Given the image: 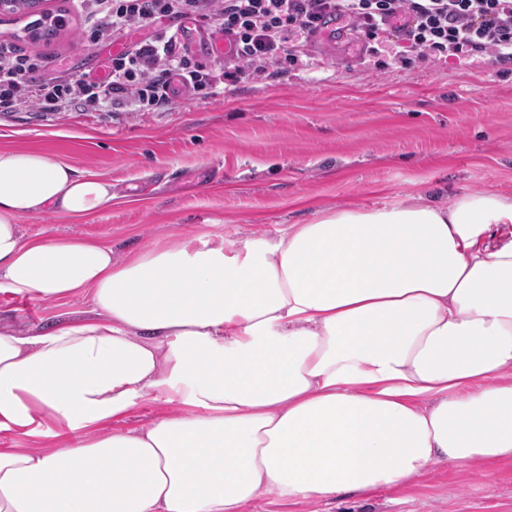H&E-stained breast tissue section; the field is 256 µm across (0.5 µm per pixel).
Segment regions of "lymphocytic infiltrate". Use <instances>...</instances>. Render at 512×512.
Returning <instances> with one entry per match:
<instances>
[{"instance_id": "1", "label": "lymphocytic infiltrate", "mask_w": 512, "mask_h": 512, "mask_svg": "<svg viewBox=\"0 0 512 512\" xmlns=\"http://www.w3.org/2000/svg\"><path fill=\"white\" fill-rule=\"evenodd\" d=\"M79 8L91 44L115 42L134 26L153 33L113 54L99 80L44 77L42 57L0 43V112L22 103L37 112H166L174 78L213 97L224 83L287 72L332 19L351 25L370 55L385 41L427 59L489 56L512 63V0H79ZM211 15L236 54L205 68L182 48L172 25Z\"/></svg>"}]
</instances>
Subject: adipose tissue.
<instances>
[{
    "label": "adipose tissue",
    "mask_w": 512,
    "mask_h": 512,
    "mask_svg": "<svg viewBox=\"0 0 512 512\" xmlns=\"http://www.w3.org/2000/svg\"><path fill=\"white\" fill-rule=\"evenodd\" d=\"M111 181L0 150V292L89 296L95 320L0 330V512H243L512 460V198L322 211L275 235L194 236L122 260L24 237L109 209ZM189 408L127 430L151 397Z\"/></svg>",
    "instance_id": "ef3b65f1"
}]
</instances>
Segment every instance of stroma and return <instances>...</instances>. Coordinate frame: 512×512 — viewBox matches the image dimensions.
Listing matches in <instances>:
<instances>
[{"label": "stroma", "mask_w": 512, "mask_h": 512, "mask_svg": "<svg viewBox=\"0 0 512 512\" xmlns=\"http://www.w3.org/2000/svg\"><path fill=\"white\" fill-rule=\"evenodd\" d=\"M72 0L0 13V42L46 58V76H103L108 45L83 38ZM316 65L224 94L176 97L167 112H0V149H38L111 180V209L21 220L24 236L80 237L112 256L204 233L274 234L320 209L512 197V65L413 50L361 62L359 43L322 37ZM86 297L41 301L0 292V326L31 335L47 322L87 319ZM245 512H512V462L431 466L409 483L321 503L272 496Z\"/></svg>", "instance_id": "1"}]
</instances>
